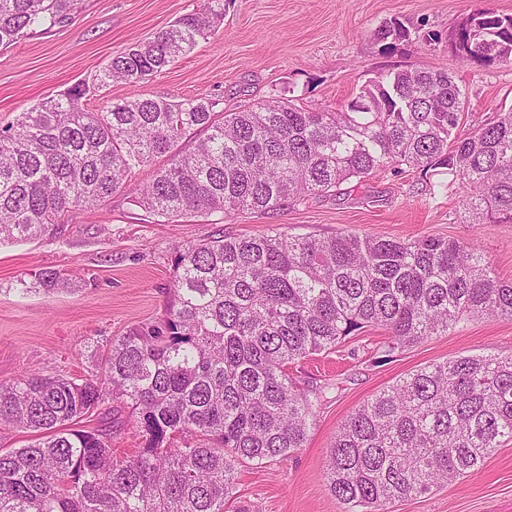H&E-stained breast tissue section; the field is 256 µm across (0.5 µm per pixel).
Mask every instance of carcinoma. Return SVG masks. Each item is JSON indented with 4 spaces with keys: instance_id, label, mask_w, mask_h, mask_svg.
Segmentation results:
<instances>
[{
    "instance_id": "1",
    "label": "carcinoma",
    "mask_w": 512,
    "mask_h": 512,
    "mask_svg": "<svg viewBox=\"0 0 512 512\" xmlns=\"http://www.w3.org/2000/svg\"><path fill=\"white\" fill-rule=\"evenodd\" d=\"M207 0L151 40L112 57L97 87L161 74L224 21ZM80 0H0V48L69 22ZM454 36L465 60L512 59V17L469 15ZM375 38L407 41L401 26ZM90 85L48 98L0 130V244L37 239L72 209H95L154 157L140 204L168 220L188 212L269 215L336 194L378 171L456 176L464 224L512 223V111L460 139L467 100L440 66L384 73L341 112L273 98L218 113L209 99L129 97L87 112ZM203 137L176 149L187 132ZM164 318L106 344L82 376L25 374L0 384V423L36 433L0 451V512H224L235 463L257 465L304 446L320 393L289 366L334 351L369 327L387 351L452 329L465 315L512 319V282L475 242L356 233L219 236L175 258ZM37 289L68 286L56 270ZM125 413L142 438L112 448ZM96 417V427L80 428ZM512 441V354L421 367L344 421L329 449V489L343 512H374L479 469Z\"/></svg>"
}]
</instances>
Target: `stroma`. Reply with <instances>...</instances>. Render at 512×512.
<instances>
[{
	"label": "stroma",
	"mask_w": 512,
	"mask_h": 512,
	"mask_svg": "<svg viewBox=\"0 0 512 512\" xmlns=\"http://www.w3.org/2000/svg\"><path fill=\"white\" fill-rule=\"evenodd\" d=\"M204 0H82L65 24L0 49V128L39 101L90 82L113 56L153 38ZM512 15V0H228L224 22L160 75L129 87L113 82L84 99L86 111L141 98H206L221 112L275 97L328 112L344 109L360 86L380 73L413 66L447 67L469 105L460 134L512 110V60L480 67L452 53L448 37L473 12ZM398 22L411 38L386 52L373 34ZM151 167L132 172L96 210L73 209L54 235L0 245V383L52 369L82 375L95 346L164 316L174 258L186 244L256 236L280 225L291 236L361 235L477 240L497 276L512 281V224L462 223L461 180L439 187L408 169H387L336 196L277 214H188L157 223L140 204ZM60 271L71 287L20 293L44 270ZM374 328L337 351L300 360L299 387H323V399L303 448L261 466L237 465V497L247 512H341L326 480L336 433L355 408L406 374L433 362L481 353L512 354V320L471 315L387 358ZM382 512H512V441L474 474Z\"/></svg>",
	"instance_id": "obj_1"
}]
</instances>
